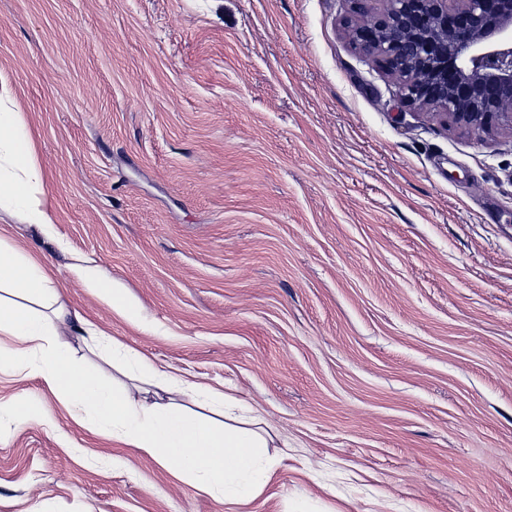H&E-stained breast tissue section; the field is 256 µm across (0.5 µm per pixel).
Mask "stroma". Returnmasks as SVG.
Listing matches in <instances>:
<instances>
[{"label":"stroma","instance_id":"35a3bbf8","mask_svg":"<svg viewBox=\"0 0 512 512\" xmlns=\"http://www.w3.org/2000/svg\"><path fill=\"white\" fill-rule=\"evenodd\" d=\"M351 0H0L60 300L276 438L238 507L0 370V512H512V131L403 103ZM99 266L126 320L77 278ZM69 443H62L60 434ZM6 412L15 423H25L31 420H42L43 414L39 407L29 401L11 403L7 406H0V414Z\"/></svg>","mask_w":512,"mask_h":512}]
</instances>
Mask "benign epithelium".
Here are the masks:
<instances>
[{"instance_id":"1","label":"benign epithelium","mask_w":512,"mask_h":512,"mask_svg":"<svg viewBox=\"0 0 512 512\" xmlns=\"http://www.w3.org/2000/svg\"><path fill=\"white\" fill-rule=\"evenodd\" d=\"M381 2L349 35L399 80L405 104L478 138L512 130V0Z\"/></svg>"}]
</instances>
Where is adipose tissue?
<instances>
[{"label":"adipose tissue","mask_w":512,"mask_h":512,"mask_svg":"<svg viewBox=\"0 0 512 512\" xmlns=\"http://www.w3.org/2000/svg\"><path fill=\"white\" fill-rule=\"evenodd\" d=\"M42 184L32 134L15 105L0 95V211L22 215L29 224L52 223L39 197ZM77 275L115 313L138 319L136 304L98 266L81 267ZM80 320L60 305L54 276L38 257L0 246V335L16 342L0 347V368L37 375L93 434L112 436L210 496L249 503L271 473L270 431L232 411L224 396L182 386L179 378L131 350H113L112 366L137 373L138 385L108 383L65 341ZM150 387L179 392L182 399L148 402Z\"/></svg>","instance_id":"ef3b65f1"}]
</instances>
